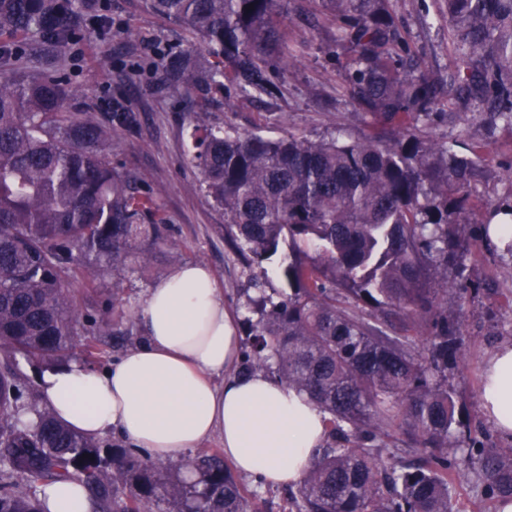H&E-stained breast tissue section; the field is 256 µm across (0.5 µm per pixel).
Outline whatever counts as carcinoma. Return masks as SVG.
<instances>
[{
  "mask_svg": "<svg viewBox=\"0 0 512 512\" xmlns=\"http://www.w3.org/2000/svg\"><path fill=\"white\" fill-rule=\"evenodd\" d=\"M350 45L353 99L382 122L354 140L272 139L198 126L201 187L224 209V240L248 265L278 258L285 288L242 304L248 343L238 375L263 372L302 392L328 433L288 512H453L465 474L481 498L512 502V446L493 448L458 416L448 368L465 362L448 311V265L463 274L455 225L477 207L472 184L486 145L468 153L425 140L418 123L443 99L484 106L512 126V0H446L454 72L446 80L399 67L411 48L388 0H309ZM87 0H0V512H46L39 488L85 487L91 512H258L217 448L163 474L129 448H103L27 400L17 357L52 366L84 337L80 360L101 357L103 321L81 313V294L105 271L144 275L175 247L137 175L112 166V133L136 112L72 111L58 73L32 75L28 49L63 51ZM189 27L214 58L159 62L186 93L224 80L246 96L272 94L293 58L280 20L288 0H153ZM512 225V205L485 204ZM112 348L137 333L122 308ZM428 351L416 354V342Z\"/></svg>",
  "mask_w": 512,
  "mask_h": 512,
  "instance_id": "obj_1",
  "label": "carcinoma"
}]
</instances>
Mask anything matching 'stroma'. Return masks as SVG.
<instances>
[{
    "label": "stroma",
    "mask_w": 512,
    "mask_h": 512,
    "mask_svg": "<svg viewBox=\"0 0 512 512\" xmlns=\"http://www.w3.org/2000/svg\"><path fill=\"white\" fill-rule=\"evenodd\" d=\"M77 43L58 56L38 47L32 69H63L74 92L73 111L93 106L100 112H135V131L112 136V163L138 172L142 186L161 206L178 244L173 260L143 278L126 283L125 311H133L147 291L185 263L207 265L224 295V305L239 312L250 272L224 244V213L198 188L200 174L189 153L190 135L208 123L267 137L288 134L313 139L333 132L356 138L371 132L374 118L350 96L346 78L349 53L336 43V29L327 21H299L307 0H290L284 24L294 60L279 73L278 90L259 99L243 96L232 85L189 96L175 89L162 69L152 66L144 48L153 44L175 53H196L199 42L188 27L154 14L150 0H90ZM395 26L409 43L413 61L447 77L452 49L448 44L445 0H390ZM134 39H127V32ZM422 136L467 148L474 142L489 147L486 172L474 191L482 200L512 204V128L490 123L484 108L458 118L452 102L437 106L430 121L419 126ZM467 242V279L448 292V307L461 315L466 363L449 370L448 381L459 396L473 436L490 445L506 444L489 421L479 399L483 362L498 346L512 342V255L487 241L478 220L459 225Z\"/></svg>",
    "instance_id": "obj_1"
}]
</instances>
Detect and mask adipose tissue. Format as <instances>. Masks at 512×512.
Segmentation results:
<instances>
[{"mask_svg": "<svg viewBox=\"0 0 512 512\" xmlns=\"http://www.w3.org/2000/svg\"><path fill=\"white\" fill-rule=\"evenodd\" d=\"M134 316L145 336L109 367L68 363L44 372L42 407L87 438L119 433L158 462L217 434L240 473L272 486L298 483L323 444L325 415L263 374L233 376L239 338L209 268H175ZM480 401L497 431L512 436V344L486 358ZM40 498L47 512H89L85 488L70 481L43 486Z\"/></svg>", "mask_w": 512, "mask_h": 512, "instance_id": "ef3b65f1", "label": "adipose tissue"}]
</instances>
